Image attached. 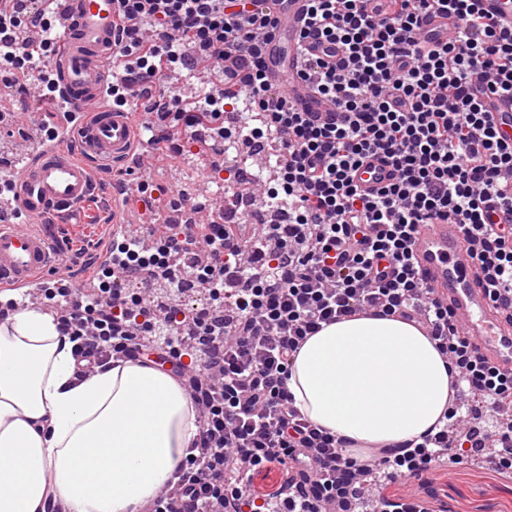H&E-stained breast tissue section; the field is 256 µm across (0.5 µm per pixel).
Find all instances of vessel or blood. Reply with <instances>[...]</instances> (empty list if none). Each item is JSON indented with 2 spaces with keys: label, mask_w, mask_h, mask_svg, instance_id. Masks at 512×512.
<instances>
[{
  "label": "vessel or blood",
  "mask_w": 512,
  "mask_h": 512,
  "mask_svg": "<svg viewBox=\"0 0 512 512\" xmlns=\"http://www.w3.org/2000/svg\"><path fill=\"white\" fill-rule=\"evenodd\" d=\"M64 36L49 70L56 76L55 93L43 112L31 114V126H46L54 137L27 140L5 176L0 177V288L18 290L21 299L41 300L48 286V270L58 268L59 255L42 225L67 215L94 195L91 167L109 162L114 176L121 164L143 161L158 137L151 124L133 126L130 111H144L146 98L164 103L168 94L156 83L141 86L125 106L106 109L100 101L112 72L113 45L118 38L115 0H45ZM257 10L269 13L275 28L263 43L264 64L271 83L284 84L299 108L322 118L333 117L336 106L305 85L295 82L298 50L332 60L335 45L325 40L297 38L307 20V0H257ZM485 15L498 26L512 27V0H481ZM454 18L430 17L426 36L446 42ZM497 128L512 137V100L487 99ZM79 142L86 158L76 161L60 150L61 144ZM391 169L379 159L363 164L357 183L361 189L378 188L389 181ZM126 187L112 195V235L129 234ZM458 224H433L414 238L417 268L435 298L447 302L464 326L474 350L488 363L512 370V312L495 306L480 281L478 264L464 245Z\"/></svg>",
  "instance_id": "b4317fda"
}]
</instances>
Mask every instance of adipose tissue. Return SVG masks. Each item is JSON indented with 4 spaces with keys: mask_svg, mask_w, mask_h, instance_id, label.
<instances>
[{
    "mask_svg": "<svg viewBox=\"0 0 512 512\" xmlns=\"http://www.w3.org/2000/svg\"><path fill=\"white\" fill-rule=\"evenodd\" d=\"M72 347L40 310L0 323V512H42L50 487L74 512H139L197 435L194 406L169 373L127 362L79 381ZM450 381L418 326L364 314L311 336L287 385L354 455L398 453L429 431Z\"/></svg>",
    "mask_w": 512,
    "mask_h": 512,
    "instance_id": "ef3b65f1",
    "label": "adipose tissue"
}]
</instances>
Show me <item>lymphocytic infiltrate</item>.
Here are the masks:
<instances>
[{
  "label": "lymphocytic infiltrate",
  "mask_w": 512,
  "mask_h": 512,
  "mask_svg": "<svg viewBox=\"0 0 512 512\" xmlns=\"http://www.w3.org/2000/svg\"><path fill=\"white\" fill-rule=\"evenodd\" d=\"M305 37L332 40L338 61L305 58L299 75L335 102L326 121L301 111L287 91L272 89L262 43L272 25L249 0H117L121 76L112 100L134 94L140 80L164 69L193 71L209 63L242 72L244 93L209 89L185 111L186 142H195L197 114L219 121L226 107L248 112L241 140L278 143L266 199L288 212L284 224H263L251 236L210 225L202 237L208 261L195 277L207 293L214 323L193 308L154 310L151 297L128 288L155 275L175 296L179 231L151 248L135 240L112 244V266L99 272L95 297L52 289L51 301L71 307L60 330L76 343L79 376L101 364L131 360L137 348L168 353L200 414L189 455L144 512H325V503H355L364 482L421 479L430 468L461 460L475 425L464 421V395L487 411L512 402V371L489 364L470 347L452 314L431 297L416 270L412 244L420 226L463 225L494 300L512 307V139L503 137L484 99H512V29L498 27L479 0H308ZM40 0L0 11V63L33 62L24 33L40 32L47 53L56 44L41 21ZM447 14L455 36L424 42L423 21ZM381 156L390 184L358 189L363 159ZM360 314L417 324L454 369L452 404L433 432L401 455L345 456L341 439L295 406L287 380L307 339ZM276 467L313 475L315 491L295 487L262 495L253 474Z\"/></svg>",
  "instance_id": "f902f5d3"
}]
</instances>
